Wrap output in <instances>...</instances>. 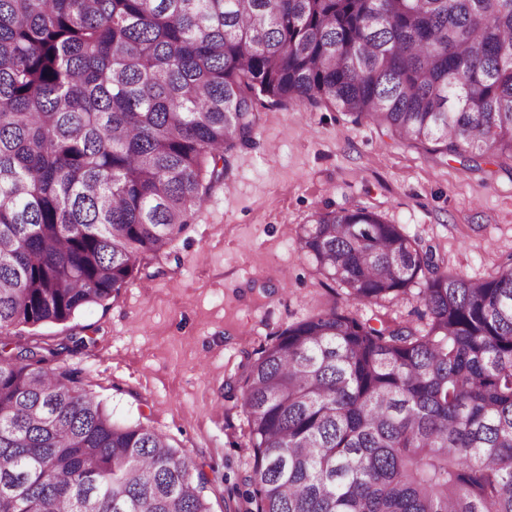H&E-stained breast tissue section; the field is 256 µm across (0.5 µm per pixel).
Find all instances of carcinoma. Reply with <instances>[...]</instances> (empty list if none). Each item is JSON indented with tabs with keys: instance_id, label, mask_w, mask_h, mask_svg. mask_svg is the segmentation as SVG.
I'll use <instances>...</instances> for the list:
<instances>
[{
	"instance_id": "obj_1",
	"label": "carcinoma",
	"mask_w": 512,
	"mask_h": 512,
	"mask_svg": "<svg viewBox=\"0 0 512 512\" xmlns=\"http://www.w3.org/2000/svg\"><path fill=\"white\" fill-rule=\"evenodd\" d=\"M286 101L512 158V0H0V332L109 300ZM297 244L355 304L420 286L424 324L334 305L242 365L245 512H512V258L443 270L361 205ZM84 345L0 347V512H212L194 461L49 365Z\"/></svg>"
}]
</instances>
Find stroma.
Returning <instances> with one entry per match:
<instances>
[{"label":"stroma","mask_w":512,"mask_h":512,"mask_svg":"<svg viewBox=\"0 0 512 512\" xmlns=\"http://www.w3.org/2000/svg\"><path fill=\"white\" fill-rule=\"evenodd\" d=\"M359 204L433 247L446 268L488 277L512 255V159L466 169L333 108L263 111L254 145L233 161L166 254L119 293L23 341L85 337L60 356L114 422L166 435L205 473L212 512H241L253 467L241 366L275 335L330 304L361 318L419 325L416 292L378 305L332 294L296 242L318 211Z\"/></svg>","instance_id":"obj_1"}]
</instances>
